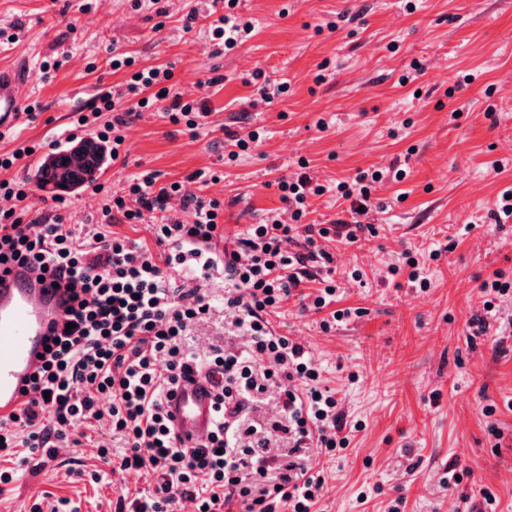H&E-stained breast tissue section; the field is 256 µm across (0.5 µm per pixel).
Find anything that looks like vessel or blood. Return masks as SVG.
<instances>
[{"mask_svg": "<svg viewBox=\"0 0 512 512\" xmlns=\"http://www.w3.org/2000/svg\"><path fill=\"white\" fill-rule=\"evenodd\" d=\"M26 77L23 65L0 69V135L21 120ZM69 305L68 292L39 271L14 264L0 275V419L17 411L24 388L41 364L43 339L66 317ZM166 410L183 445L201 444L215 422L213 381L198 375L182 381Z\"/></svg>", "mask_w": 512, "mask_h": 512, "instance_id": "b4317fda", "label": "vessel or blood"}]
</instances>
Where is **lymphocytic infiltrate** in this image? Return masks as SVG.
<instances>
[{
  "label": "lymphocytic infiltrate",
  "instance_id": "f902f5d3",
  "mask_svg": "<svg viewBox=\"0 0 512 512\" xmlns=\"http://www.w3.org/2000/svg\"><path fill=\"white\" fill-rule=\"evenodd\" d=\"M133 64L120 54L112 60L113 69L131 71L124 90L131 108L118 109L111 93L100 97L111 118L98 136L116 148L125 141L134 109L160 100L158 85L172 78L170 69L137 70ZM278 188L296 205L292 223L274 218L228 239L217 201L183 183L158 185L155 172L141 171L128 186L136 208L117 197L104 215L117 213L133 224L144 212L161 211L153 233L168 253L160 260L103 232L90 244L78 243L59 214L32 229L23 221L25 182L1 179L0 199L7 205L0 209V269L17 262L48 274L69 292L72 305L65 323L47 337L17 413L0 420V452L22 446L37 459L51 458L75 423L104 421L126 445L119 470L157 475L133 501L132 512H177L187 499L197 512H221L234 503L240 512H314L323 480L311 474L304 451L315 446L335 456L349 443L347 424L335 390L324 384L308 351L276 334L268 317L309 278L308 263L324 253L318 240L328 232L312 224L303 229V251H288L285 244L306 214L308 194L321 195L326 188L304 179L280 180ZM174 197L191 223L164 215ZM205 245L224 255V303L248 337L238 352L214 347L199 354L188 348L191 327L208 317L210 305L196 290L171 287L164 274L166 265L190 255L198 259L197 273L214 268V259L199 257ZM201 368L216 379V425L206 442L183 448L169 430L164 402L180 379ZM271 387L278 391L279 408L271 428L284 449L274 457L267 456V440L249 418L256 398ZM202 482L208 487L204 495L198 490Z\"/></svg>",
  "mask_w": 512,
  "mask_h": 512
}]
</instances>
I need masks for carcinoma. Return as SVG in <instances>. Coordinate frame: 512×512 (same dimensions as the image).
<instances>
[{
	"label": "carcinoma",
	"mask_w": 512,
	"mask_h": 512,
	"mask_svg": "<svg viewBox=\"0 0 512 512\" xmlns=\"http://www.w3.org/2000/svg\"><path fill=\"white\" fill-rule=\"evenodd\" d=\"M109 153L105 141L83 138L72 147L48 154L37 167L38 187L67 194L96 179Z\"/></svg>",
	"instance_id": "carcinoma-1"
}]
</instances>
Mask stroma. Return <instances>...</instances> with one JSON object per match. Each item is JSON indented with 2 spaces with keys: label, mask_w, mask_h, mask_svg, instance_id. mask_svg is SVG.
Wrapping results in <instances>:
<instances>
[{
  "label": "stroma",
  "mask_w": 512,
  "mask_h": 512,
  "mask_svg": "<svg viewBox=\"0 0 512 512\" xmlns=\"http://www.w3.org/2000/svg\"><path fill=\"white\" fill-rule=\"evenodd\" d=\"M212 0H0V65L29 64L33 86L24 104L36 116L0 138V153L22 142L67 147L93 135L79 114L129 73L111 68L113 54L137 67L172 69L173 93L207 112L198 137L172 124L162 100L133 118L118 159L95 185L68 194L62 215L78 242L98 225L137 247H155L148 223L105 224L103 207L123 195L144 169L169 184L196 170L217 177L205 194L220 204L226 235L272 212L290 220L279 178L309 175L329 190L307 199L306 223L331 229L321 246L329 260L309 263L333 279L336 300L321 312L297 301L272 315L277 334L302 343L348 420L363 422L346 450L328 459L309 449L325 480L318 512H386L404 496L405 512H481V489L496 512H512V291L483 309L480 287L493 272L512 281V221L493 214L512 190V0H238L250 37L217 52L207 14ZM198 18L192 30L184 23ZM424 70L400 84L412 61ZM59 67L43 73L44 62ZM273 93L257 103L253 73ZM287 84L276 94L278 84ZM250 140L240 150L236 139ZM379 170L366 215L355 216L331 184ZM363 223L357 241L335 235L337 224ZM439 250L416 287L398 269L402 252ZM165 272L173 287L200 289L212 304L189 344L242 348L246 342L224 306V275H190L183 264ZM351 310L343 322L333 311ZM485 317V335L470 322ZM497 425L501 437L490 435ZM122 442L107 424H77L68 453L39 471L23 466L26 449L0 456V512H125L149 474L111 471ZM456 464L461 482L441 480Z\"/></svg>",
  "instance_id": "35a3bbf8"
}]
</instances>
